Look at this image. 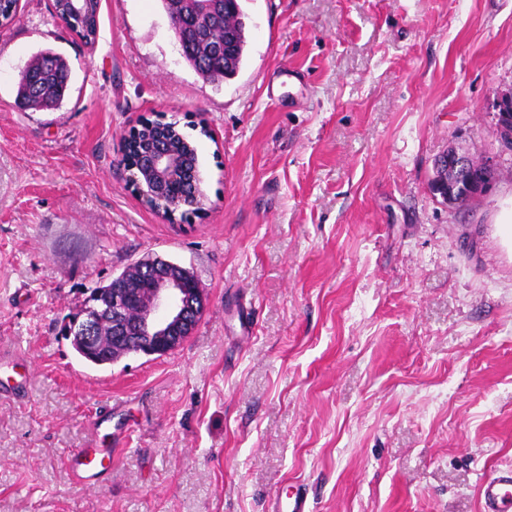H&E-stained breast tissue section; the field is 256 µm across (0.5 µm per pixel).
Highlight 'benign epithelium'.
<instances>
[{
	"instance_id": "obj_1",
	"label": "benign epithelium",
	"mask_w": 512,
	"mask_h": 512,
	"mask_svg": "<svg viewBox=\"0 0 512 512\" xmlns=\"http://www.w3.org/2000/svg\"><path fill=\"white\" fill-rule=\"evenodd\" d=\"M189 22L198 13L222 14V0H174ZM451 166L459 179L471 186L489 188L496 159L481 166L480 178L471 175L470 160L459 154L438 158L436 166ZM130 183L143 197L160 204L159 210L180 209L183 199L169 194L188 178L193 186L192 206L203 197L200 177L187 169L182 148L175 142L152 143L142 167H131ZM205 308L201 288L178 263L160 256L137 261L112 277V288H90L81 305L64 323V335L89 354L106 351L104 344L123 355L164 356L178 347L193 331Z\"/></svg>"
}]
</instances>
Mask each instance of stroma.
Here are the masks:
<instances>
[{
  "instance_id": "obj_1",
  "label": "stroma",
  "mask_w": 512,
  "mask_h": 512,
  "mask_svg": "<svg viewBox=\"0 0 512 512\" xmlns=\"http://www.w3.org/2000/svg\"><path fill=\"white\" fill-rule=\"evenodd\" d=\"M236 76L203 80L160 0H100L94 44L20 0L0 26V348L30 394L0 401V512H482L512 470V0H245ZM61 106L17 99L39 51ZM178 122L204 208L171 223L121 159L142 118ZM491 188L434 195L448 147ZM161 256L206 310L170 354L105 366L62 321L86 289ZM111 416L92 432L103 411ZM112 444L99 484L68 461ZM483 512H504L512 506V470L499 471L481 484ZM269 512H309L307 494L300 488L291 495L288 493L285 497L276 494Z\"/></svg>"
}]
</instances>
